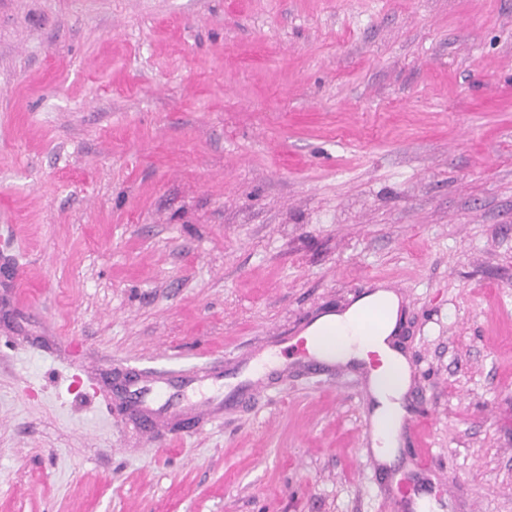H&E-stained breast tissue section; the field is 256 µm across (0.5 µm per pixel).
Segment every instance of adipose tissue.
<instances>
[{"mask_svg":"<svg viewBox=\"0 0 512 512\" xmlns=\"http://www.w3.org/2000/svg\"><path fill=\"white\" fill-rule=\"evenodd\" d=\"M399 303L395 294L379 290L368 294L341 313H328L313 322L308 333L309 350L318 356L346 360L378 354L381 365L374 372L379 407L374 418V436L383 451L397 443L403 411L399 400L407 386V369L401 356L386 340L393 332Z\"/></svg>","mask_w":512,"mask_h":512,"instance_id":"adipose-tissue-1","label":"adipose tissue"}]
</instances>
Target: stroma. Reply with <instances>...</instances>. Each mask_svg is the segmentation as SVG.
Listing matches in <instances>:
<instances>
[{
  "label": "stroma",
  "instance_id": "stroma-1",
  "mask_svg": "<svg viewBox=\"0 0 512 512\" xmlns=\"http://www.w3.org/2000/svg\"><path fill=\"white\" fill-rule=\"evenodd\" d=\"M380 288L418 369L387 475L359 373L297 349L180 435L112 396ZM404 491L512 512V0H0V512Z\"/></svg>",
  "mask_w": 512,
  "mask_h": 512
}]
</instances>
